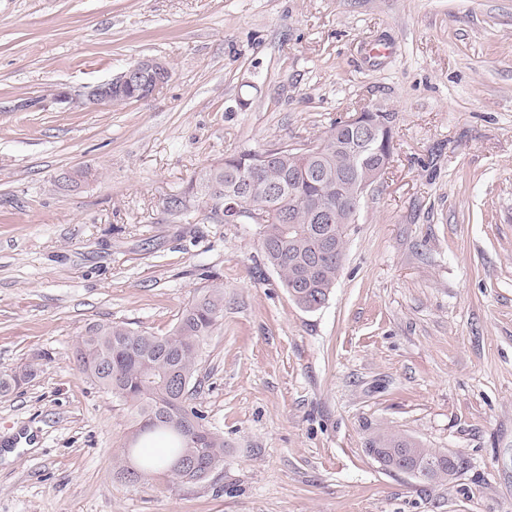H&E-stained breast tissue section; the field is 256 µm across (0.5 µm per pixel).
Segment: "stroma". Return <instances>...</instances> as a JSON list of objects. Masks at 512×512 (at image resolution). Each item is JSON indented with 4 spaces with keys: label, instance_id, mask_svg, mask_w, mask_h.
<instances>
[{
    "label": "stroma",
    "instance_id": "obj_1",
    "mask_svg": "<svg viewBox=\"0 0 512 512\" xmlns=\"http://www.w3.org/2000/svg\"><path fill=\"white\" fill-rule=\"evenodd\" d=\"M146 55L173 71L154 96L83 106ZM366 104L393 157L320 310L257 225L169 212L225 155ZM216 286L192 404L224 466L128 484L132 417L75 346L95 322L165 333ZM36 358L0 397V512H512V0H0V373ZM383 428L469 466L388 472L365 450Z\"/></svg>",
    "mask_w": 512,
    "mask_h": 512
}]
</instances>
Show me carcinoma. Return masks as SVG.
Returning <instances> with one entry per match:
<instances>
[{
	"label": "carcinoma",
	"instance_id": "cac0c4a2",
	"mask_svg": "<svg viewBox=\"0 0 512 512\" xmlns=\"http://www.w3.org/2000/svg\"><path fill=\"white\" fill-rule=\"evenodd\" d=\"M363 119L382 128L383 150L393 147V131L383 128L384 121L391 120L390 113L365 112ZM373 163L369 153L357 160L334 147L316 155H301L286 145L264 152L244 150L224 157L219 165L203 168L185 192L170 198L169 211L187 218L192 210L183 198L201 195L210 209L209 218L219 223L227 193H238L243 178L254 177L258 185H270L273 192L264 198L266 223L259 225L260 249L295 304L313 312L332 292L343 263L333 257L315 270L309 268L308 258L318 245V238L306 231L313 221L307 211L297 209L294 223L288 224L282 220V212L288 203L298 200L336 206V192L328 191L327 181L336 180L343 172L369 170ZM223 318L224 289L212 287L199 291L163 335L124 322L87 326L76 353L111 359L112 370L120 372L121 378L114 381L99 370L83 375L127 406L134 420L136 447L129 454L138 471H129L125 456L116 462L120 478L136 484L150 473L164 470L178 487L193 488L209 481L212 470L224 465V437L208 429L204 415L190 405L198 386L203 347ZM36 372L37 364L28 363L11 375L0 376V395L15 389L18 378L29 380ZM378 448H411L421 460L445 454L390 429H381L368 439V454Z\"/></svg>",
	"mask_w": 512,
	"mask_h": 512
}]
</instances>
